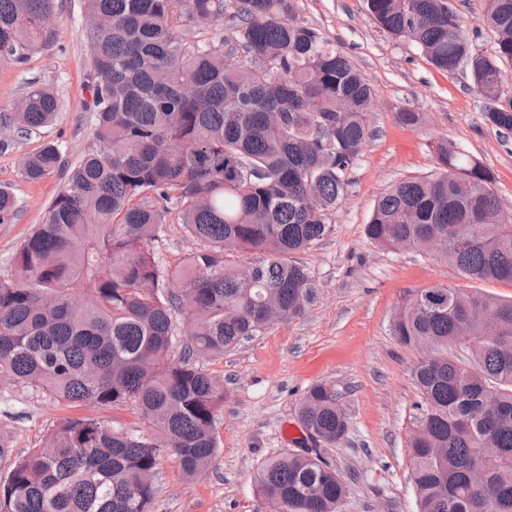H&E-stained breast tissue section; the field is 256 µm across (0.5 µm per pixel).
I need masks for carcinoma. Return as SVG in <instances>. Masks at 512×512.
<instances>
[{"label":"carcinoma","mask_w":512,"mask_h":512,"mask_svg":"<svg viewBox=\"0 0 512 512\" xmlns=\"http://www.w3.org/2000/svg\"><path fill=\"white\" fill-rule=\"evenodd\" d=\"M379 32L415 46L436 69H468L484 118L512 133V0H486L495 54L464 35L450 0H364ZM92 44L88 90L100 150L70 171L44 223L0 277V379L57 402L134 404L158 436L66 417L26 456L0 430V512H153L143 484L161 455L192 479L219 456L224 381L202 369L264 329L304 315L315 285L291 255L322 241L371 132L372 89L348 57L298 17V0H84ZM54 0H0V63L22 64L48 38ZM229 23L243 60L188 42L183 27ZM55 94L33 87L0 125L46 127ZM438 170L403 180L377 201L366 235L431 254L470 280L512 285V211L481 162L446 140ZM47 144L24 158L30 180L60 166ZM198 247L170 269L156 259L172 210ZM491 211L496 224L484 223ZM18 214L0 188V224ZM255 251L244 280L230 259ZM496 308L492 323L483 309ZM189 320L180 338L173 314ZM474 342L453 352L460 331ZM426 357L413 370L419 401L408 447L416 512H512V300L436 286L408 295L392 324ZM493 391L488 409L483 393ZM298 419L334 446L349 427L336 391L313 385ZM498 448L483 453L486 437ZM259 495L270 512H342L345 483L322 458L265 460Z\"/></svg>","instance_id":"cac0c4a2"}]
</instances>
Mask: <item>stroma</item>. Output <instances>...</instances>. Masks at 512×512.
<instances>
[{
  "mask_svg": "<svg viewBox=\"0 0 512 512\" xmlns=\"http://www.w3.org/2000/svg\"><path fill=\"white\" fill-rule=\"evenodd\" d=\"M299 4L300 19L335 41L370 83L372 136L344 201L329 214L330 234L296 256L315 284L313 303L302 317L206 361V370L224 380L218 461L186 480L178 457L164 455L154 512H268L254 483L257 468L268 457L304 448L343 476L345 512H415L408 440L418 399L412 372L424 353L396 340L393 319L409 292L420 288L512 298L511 285L465 279L444 261L380 247L365 232L375 204L393 183L435 171L440 139L480 160L493 173L502 203L512 207V140L503 141L486 123L485 103L468 72H440L410 43L384 37L363 0ZM86 23L83 0H55L50 40L22 65L0 68V113L15 111L34 85L51 90L60 103L50 126L27 134L0 128V188L12 192L19 206L13 223L0 224L2 277L71 169L99 146L89 109L93 50L83 36ZM401 112L419 113V124L400 125ZM50 142L61 149V166L41 180H27L23 158ZM318 382L336 389L349 415L348 432L334 446L314 442L297 419L304 395ZM71 412L152 433L130 404H89ZM71 412L41 391L0 380V429L11 433L15 453L39 447L48 428Z\"/></svg>",
  "mask_w": 512,
  "mask_h": 512,
  "instance_id": "obj_1",
  "label": "stroma"
}]
</instances>
